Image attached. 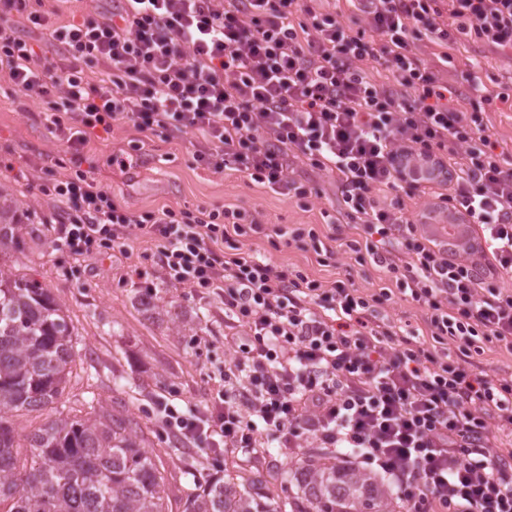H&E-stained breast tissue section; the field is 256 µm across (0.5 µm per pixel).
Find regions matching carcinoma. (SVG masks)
I'll list each match as a JSON object with an SVG mask.
<instances>
[{
	"instance_id": "1",
	"label": "carcinoma",
	"mask_w": 512,
	"mask_h": 512,
	"mask_svg": "<svg viewBox=\"0 0 512 512\" xmlns=\"http://www.w3.org/2000/svg\"><path fill=\"white\" fill-rule=\"evenodd\" d=\"M32 212L0 186V253L16 245ZM62 305L37 280L0 264V506L6 512H171L166 478L123 410L57 417L79 352ZM50 410L24 432L16 419ZM30 463L19 465V449ZM289 512H398L395 489L338 457L308 456L288 475ZM182 512H283L260 472L237 485L192 480Z\"/></svg>"
}]
</instances>
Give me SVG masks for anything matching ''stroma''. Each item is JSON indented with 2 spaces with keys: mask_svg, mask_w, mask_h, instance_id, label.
I'll list each match as a JSON object with an SVG mask.
<instances>
[{
  "mask_svg": "<svg viewBox=\"0 0 512 512\" xmlns=\"http://www.w3.org/2000/svg\"><path fill=\"white\" fill-rule=\"evenodd\" d=\"M479 61L474 74L488 90L512 89V60L501 59L481 42L463 38L457 66ZM24 94L7 71H0V185L10 187L33 213L18 250L0 254V262L37 279L62 304L77 333L81 359L78 377L72 378L58 405L70 414L80 408L87 393H94L104 410L125 408L147 437L146 447L163 466L171 503H178L192 472L220 478L249 477L261 468L270 493L286 499L290 491L291 460L280 453L256 448L214 454L200 443L186 442L162 422L161 404L180 411L204 407L217 391L224 364L234 352L224 341V312L219 301L202 299L188 288L158 284L137 285L135 267L143 265L147 244L138 240L127 251L75 258L54 250L49 226L56 205L39 187L59 177L57 164L65 145L50 129L45 107L23 111ZM97 161L96 178L109 188L114 200L143 213L171 206L196 209L240 206L262 223L283 228L312 225L324 229L337 210L336 189L323 174L315 180L321 191L308 208L294 198L251 184L231 170L218 174L195 163L188 140H145L127 124L111 132L96 131L85 147ZM133 152L134 164L120 171L109 164L112 154ZM254 252L301 270L310 278L331 282L334 267L318 265L311 251L285 245L272 247L266 237L246 242ZM151 297L163 308L150 316L140 306Z\"/></svg>",
  "mask_w": 512,
  "mask_h": 512,
  "instance_id": "1",
  "label": "stroma"
}]
</instances>
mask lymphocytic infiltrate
<instances>
[{"instance_id":"f902f5d3","label":"lymphocytic infiltrate","mask_w":512,"mask_h":512,"mask_svg":"<svg viewBox=\"0 0 512 512\" xmlns=\"http://www.w3.org/2000/svg\"><path fill=\"white\" fill-rule=\"evenodd\" d=\"M115 0L111 14L56 25L30 0L0 11V70L28 102L48 105L66 144L63 177L42 184L58 206L53 244L74 256L147 238L144 281L218 297L224 339L240 359L206 407L164 406V424L213 451L295 450L355 456L381 473L407 512H512V380L490 379L487 344L512 352V149L492 138L482 103L435 67H455L459 35L512 57V0ZM61 51L42 62L13 17ZM439 48L436 65L413 51ZM122 123L172 141L191 135L194 161L232 170L307 207L319 190L290 174L306 161L336 188L339 223L269 228L241 208L165 207L135 214L93 178L89 133ZM426 195L462 223L439 243L408 216ZM287 238L319 265L338 254L373 262L385 287L352 274L332 285L256 256L245 241ZM426 315L453 360L379 321L393 291Z\"/></svg>"}]
</instances>
